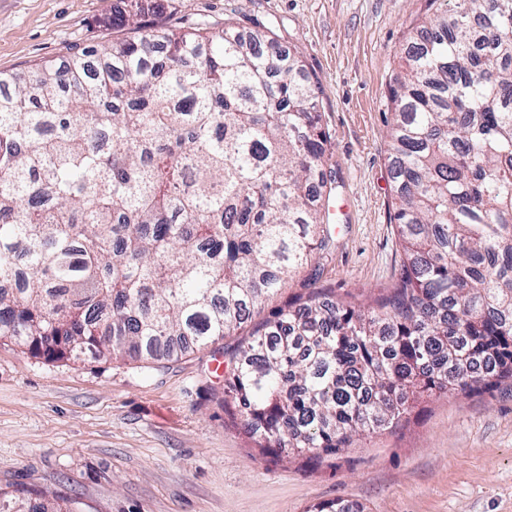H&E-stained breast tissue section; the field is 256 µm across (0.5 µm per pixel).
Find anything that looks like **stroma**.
<instances>
[{
    "label": "stroma",
    "mask_w": 512,
    "mask_h": 512,
    "mask_svg": "<svg viewBox=\"0 0 512 512\" xmlns=\"http://www.w3.org/2000/svg\"><path fill=\"white\" fill-rule=\"evenodd\" d=\"M158 0H0V72H25L131 37L115 12ZM448 0H174L163 19L272 29L319 88L331 135L319 204L328 247L252 319L175 362L49 361L0 343V489L54 490L79 512H308L343 500L364 512H512V384L416 402L406 423L310 465L259 448L224 406L229 362L297 296L369 302L404 255L393 220L388 83L416 27Z\"/></svg>",
    "instance_id": "stroma-1"
}]
</instances>
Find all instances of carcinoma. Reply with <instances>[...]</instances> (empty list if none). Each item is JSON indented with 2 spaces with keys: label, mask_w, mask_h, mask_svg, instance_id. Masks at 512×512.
<instances>
[{
  "label": "carcinoma",
  "mask_w": 512,
  "mask_h": 512,
  "mask_svg": "<svg viewBox=\"0 0 512 512\" xmlns=\"http://www.w3.org/2000/svg\"><path fill=\"white\" fill-rule=\"evenodd\" d=\"M0 76V337L54 359L215 344L328 246L329 134L298 56L228 20ZM389 85L405 255L375 303L316 292L224 392L261 448L318 464L424 397L512 380V0L425 20ZM0 512H75L0 498ZM307 512H363L331 501Z\"/></svg>",
  "instance_id": "carcinoma-1"
}]
</instances>
